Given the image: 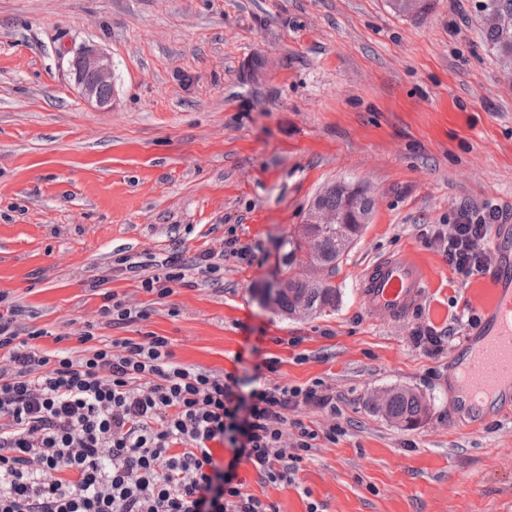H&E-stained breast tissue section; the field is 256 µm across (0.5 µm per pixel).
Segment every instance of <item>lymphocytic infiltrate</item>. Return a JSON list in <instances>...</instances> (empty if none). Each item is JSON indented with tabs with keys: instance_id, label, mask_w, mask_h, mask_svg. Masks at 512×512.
<instances>
[{
	"instance_id": "1",
	"label": "lymphocytic infiltrate",
	"mask_w": 512,
	"mask_h": 512,
	"mask_svg": "<svg viewBox=\"0 0 512 512\" xmlns=\"http://www.w3.org/2000/svg\"><path fill=\"white\" fill-rule=\"evenodd\" d=\"M500 218L463 207L452 233L431 240L466 280L490 267L487 240ZM250 254L231 237L221 254L174 247L142 261L116 251L112 269L165 298L172 284L190 286L189 271L216 282L225 256ZM23 313L0 292V512H279L216 465L211 443L231 439L261 481L289 485L318 438L343 432L288 417L302 405L335 412L321 385L267 382L244 397L235 376L177 362L167 337L105 340L90 322L75 347L48 353Z\"/></svg>"
}]
</instances>
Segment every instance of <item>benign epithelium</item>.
<instances>
[{
    "label": "benign epithelium",
    "mask_w": 512,
    "mask_h": 512,
    "mask_svg": "<svg viewBox=\"0 0 512 512\" xmlns=\"http://www.w3.org/2000/svg\"><path fill=\"white\" fill-rule=\"evenodd\" d=\"M71 79L78 93L98 108L108 110L116 96L112 58L94 48L84 47L69 60Z\"/></svg>",
    "instance_id": "benign-epithelium-1"
}]
</instances>
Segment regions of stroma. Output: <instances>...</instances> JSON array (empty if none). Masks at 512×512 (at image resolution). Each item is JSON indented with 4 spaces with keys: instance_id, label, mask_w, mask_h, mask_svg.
Returning <instances> with one entry per match:
<instances>
[{
    "instance_id": "35a3bbf8",
    "label": "stroma",
    "mask_w": 512,
    "mask_h": 512,
    "mask_svg": "<svg viewBox=\"0 0 512 512\" xmlns=\"http://www.w3.org/2000/svg\"><path fill=\"white\" fill-rule=\"evenodd\" d=\"M478 0H435L425 18L387 0H0V291L69 348L108 290L147 317L110 338L168 337L178 362L258 380L322 383L335 414L292 418L345 433L319 439L291 485L246 492L279 512H512V397L480 419L457 413L451 370L490 296L485 274L461 282L428 244L461 206L512 225V77L485 44ZM93 44L112 58L117 96L79 97L67 57ZM364 183L375 201L330 278L336 310L287 316L260 292L282 269V243L316 195ZM219 283L167 298L112 276V253L221 252ZM413 253L429 281L396 320L359 295L375 260ZM443 350L416 344L424 327ZM407 388L428 410L411 428L368 403Z\"/></svg>"
}]
</instances>
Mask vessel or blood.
Masks as SVG:
<instances>
[{"label": "vessel or blood", "instance_id": "obj_1", "mask_svg": "<svg viewBox=\"0 0 512 512\" xmlns=\"http://www.w3.org/2000/svg\"><path fill=\"white\" fill-rule=\"evenodd\" d=\"M426 271L408 252L376 260L360 280L366 308L385 317H404L418 299ZM491 298L483 322L470 336L468 362L454 369L458 392L480 402L498 392L512 393V265L490 275Z\"/></svg>", "mask_w": 512, "mask_h": 512}]
</instances>
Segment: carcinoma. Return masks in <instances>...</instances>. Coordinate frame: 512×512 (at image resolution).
<instances>
[{
    "mask_svg": "<svg viewBox=\"0 0 512 512\" xmlns=\"http://www.w3.org/2000/svg\"><path fill=\"white\" fill-rule=\"evenodd\" d=\"M391 9L407 15L418 9L417 18L425 17L433 9L434 0H421L416 6L414 0H389ZM478 11L481 16L492 15L491 22H483V35L486 44L505 69L512 70V0H479ZM344 184L336 183L327 187L317 197L323 207L341 210L344 207ZM360 227L355 224H313L310 226L312 237L311 251L314 259L323 266L335 270L344 253L337 245L358 236ZM288 251L285 254V269L282 271L284 286L266 293L268 302L276 305L285 313H292L299 303H304L309 312L319 314L336 309L340 289L330 282L320 288H305L299 281V271L293 264V255L299 247V239L288 235L285 241ZM372 409L403 427L417 425L427 413L424 399L409 389L394 388L385 391V401L381 405L372 404Z\"/></svg>",
    "mask_w": 512,
    "mask_h": 512,
    "instance_id": "carcinoma-1",
    "label": "carcinoma"
}]
</instances>
